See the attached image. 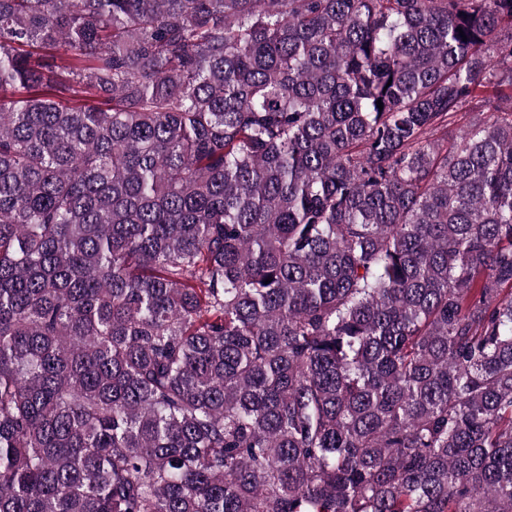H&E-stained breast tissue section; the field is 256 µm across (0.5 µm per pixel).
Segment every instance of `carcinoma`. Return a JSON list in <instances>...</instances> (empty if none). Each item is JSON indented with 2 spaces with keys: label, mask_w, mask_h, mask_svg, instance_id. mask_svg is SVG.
<instances>
[{
  "label": "carcinoma",
  "mask_w": 512,
  "mask_h": 512,
  "mask_svg": "<svg viewBox=\"0 0 512 512\" xmlns=\"http://www.w3.org/2000/svg\"><path fill=\"white\" fill-rule=\"evenodd\" d=\"M0 512H512V0H0Z\"/></svg>",
  "instance_id": "obj_1"
}]
</instances>
